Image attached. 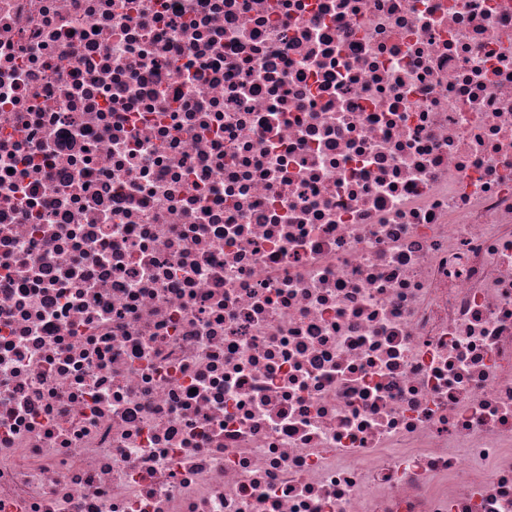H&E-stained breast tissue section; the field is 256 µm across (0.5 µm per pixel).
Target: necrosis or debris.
Masks as SVG:
<instances>
[{
    "label": "necrosis or debris",
    "mask_w": 512,
    "mask_h": 512,
    "mask_svg": "<svg viewBox=\"0 0 512 512\" xmlns=\"http://www.w3.org/2000/svg\"><path fill=\"white\" fill-rule=\"evenodd\" d=\"M0 512H512V0H0Z\"/></svg>",
    "instance_id": "1"
}]
</instances>
